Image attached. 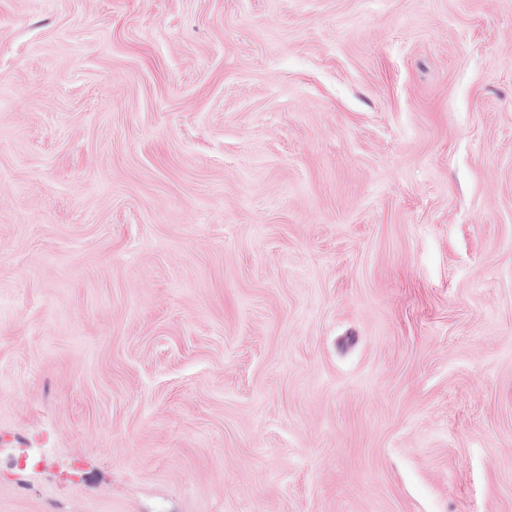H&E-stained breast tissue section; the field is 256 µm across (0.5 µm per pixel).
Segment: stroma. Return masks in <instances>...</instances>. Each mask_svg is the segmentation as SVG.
Segmentation results:
<instances>
[{
	"label": "stroma",
	"mask_w": 512,
	"mask_h": 512,
	"mask_svg": "<svg viewBox=\"0 0 512 512\" xmlns=\"http://www.w3.org/2000/svg\"><path fill=\"white\" fill-rule=\"evenodd\" d=\"M0 512H512V0H0Z\"/></svg>",
	"instance_id": "obj_1"
}]
</instances>
